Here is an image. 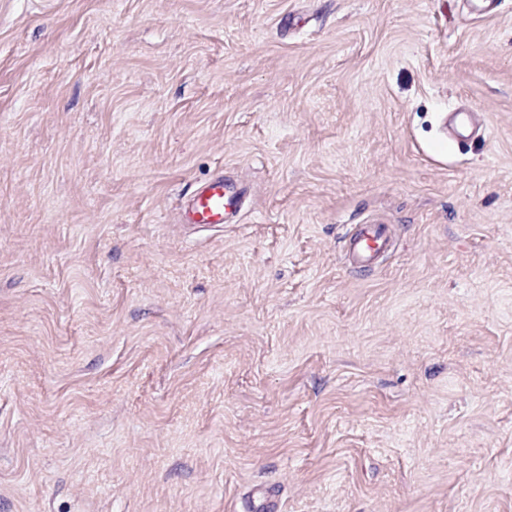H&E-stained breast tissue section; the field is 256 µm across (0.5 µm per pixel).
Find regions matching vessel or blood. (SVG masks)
I'll use <instances>...</instances> for the list:
<instances>
[{
	"label": "vessel or blood",
	"mask_w": 512,
	"mask_h": 512,
	"mask_svg": "<svg viewBox=\"0 0 512 512\" xmlns=\"http://www.w3.org/2000/svg\"><path fill=\"white\" fill-rule=\"evenodd\" d=\"M444 142H459L481 134L485 124L480 114L456 109L443 118ZM244 191L236 182L213 177L202 183L184 205L181 219L187 224L217 225L231 223L239 212ZM391 236L383 224H360L349 240L351 265L375 267L388 249Z\"/></svg>",
	"instance_id": "obj_1"
}]
</instances>
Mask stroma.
<instances>
[{"mask_svg": "<svg viewBox=\"0 0 512 512\" xmlns=\"http://www.w3.org/2000/svg\"><path fill=\"white\" fill-rule=\"evenodd\" d=\"M499 2L0 0V512H512ZM444 137L440 143L459 142L485 131V124L477 112L455 109L443 118ZM243 188L224 177H212L202 183L184 205L183 224H229L239 212ZM391 236L385 224H356L349 240V261L358 268H374L388 249Z\"/></svg>", "mask_w": 512, "mask_h": 512, "instance_id": "1", "label": "stroma"}]
</instances>
